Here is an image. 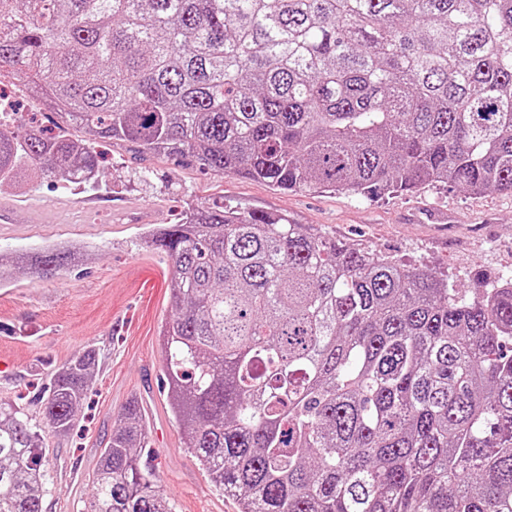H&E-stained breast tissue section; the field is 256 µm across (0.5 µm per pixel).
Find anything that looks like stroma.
<instances>
[{
	"label": "stroma",
	"instance_id": "stroma-1",
	"mask_svg": "<svg viewBox=\"0 0 512 512\" xmlns=\"http://www.w3.org/2000/svg\"><path fill=\"white\" fill-rule=\"evenodd\" d=\"M104 156L99 187H64L29 166L19 183L0 186V205L15 206V222L0 228V251L49 246L83 249L77 266L45 278L31 269L0 279V356L15 374L0 379V400L37 414L47 374L73 354L93 347L98 365L67 437L50 439L52 480L44 512H79L93 490L100 442L118 423L131 397H140L155 453L156 487L176 512H237L184 448L161 371L159 331L172 314V262L147 248L144 231L178 223L188 204L224 203L245 212L285 213L337 240L447 275L473 293L512 272V194L474 195L456 186L358 196L333 190L281 192L240 176L218 175L196 164L142 156L130 144L98 143ZM113 201L110 209L74 207L77 198ZM428 208L457 214L461 223L489 221L487 234L466 232L442 241L415 217Z\"/></svg>",
	"mask_w": 512,
	"mask_h": 512
}]
</instances>
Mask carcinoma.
Masks as SVG:
<instances>
[{
  "mask_svg": "<svg viewBox=\"0 0 512 512\" xmlns=\"http://www.w3.org/2000/svg\"><path fill=\"white\" fill-rule=\"evenodd\" d=\"M57 132L0 124L24 165L98 187L130 141L277 191L512 192V0H0V76ZM174 261L164 379L183 444L239 512H512V281L474 297L312 227L222 205L148 230ZM81 251L0 255L53 277ZM96 353L39 416L0 403V512H43L45 433L71 431ZM139 398L84 512H175Z\"/></svg>",
  "mask_w": 512,
  "mask_h": 512,
  "instance_id": "carcinoma-1",
  "label": "carcinoma"
}]
</instances>
